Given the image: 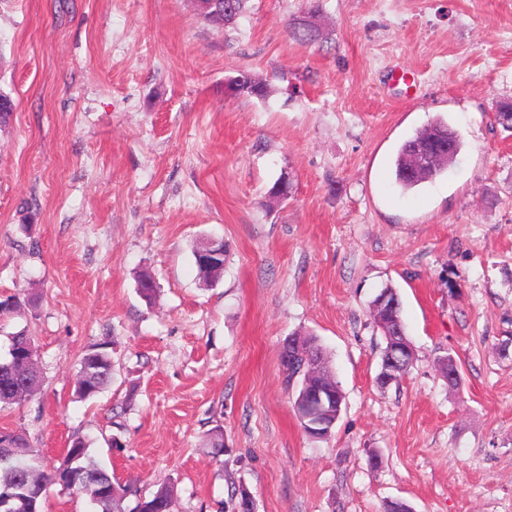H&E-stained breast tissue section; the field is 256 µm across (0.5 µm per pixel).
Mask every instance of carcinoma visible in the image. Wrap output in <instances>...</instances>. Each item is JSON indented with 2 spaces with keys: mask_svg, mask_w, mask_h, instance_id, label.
I'll use <instances>...</instances> for the list:
<instances>
[{
  "mask_svg": "<svg viewBox=\"0 0 512 512\" xmlns=\"http://www.w3.org/2000/svg\"><path fill=\"white\" fill-rule=\"evenodd\" d=\"M288 28L290 38L301 47L312 46L318 41V36L293 22L289 23ZM429 129L451 140L454 151L447 162L420 170L414 166V158L421 144L420 135L406 140L397 152L394 170L395 183L404 191L443 174L461 151V140L448 132V124L439 120L431 124ZM109 348L108 341L96 343L81 358L80 365H92L94 369L75 385L79 398L92 399L111 385L112 352ZM281 362L286 383L294 388L297 397L305 386L320 387L333 394L341 391L314 336L303 338L300 355L289 361L283 358ZM39 386L34 339L27 332L19 331L9 337L7 351L0 355V407L22 403L33 396ZM73 471L88 480L77 490L90 499L95 506L94 512H122V503L130 494V488L93 461L90 443L82 437L71 439L62 464L50 469L39 464L38 455L26 439L13 448L0 447V500L10 499L11 512H44L43 503L49 487L62 483L65 475ZM172 503L173 489L162 485L150 497L139 500L132 512H171Z\"/></svg>",
  "mask_w": 512,
  "mask_h": 512,
  "instance_id": "obj_1",
  "label": "carcinoma"
}]
</instances>
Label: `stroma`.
I'll use <instances>...</instances> for the list:
<instances>
[{"instance_id":"1","label":"stroma","mask_w":512,"mask_h":512,"mask_svg":"<svg viewBox=\"0 0 512 512\" xmlns=\"http://www.w3.org/2000/svg\"><path fill=\"white\" fill-rule=\"evenodd\" d=\"M311 9L322 39L305 48L286 25ZM242 70L266 98L226 92ZM0 93V298L19 301L0 350L27 331L41 374L0 430L49 468L89 438L127 510L168 485L173 512H231L241 487L255 512H512V130L494 119L512 0H251L232 29L191 0H0ZM439 118L461 152L402 191L400 145ZM207 236L226 245L209 288ZM387 286L415 358L382 387L370 305ZM296 334L345 395L325 439L285 384ZM105 339L112 385L76 399Z\"/></svg>"}]
</instances>
